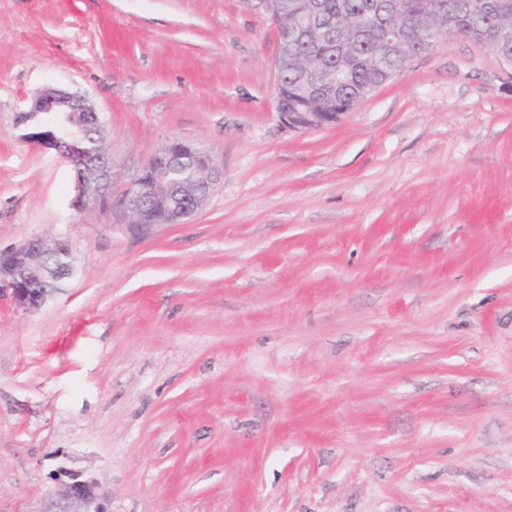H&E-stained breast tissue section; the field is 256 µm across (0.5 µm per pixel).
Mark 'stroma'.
I'll use <instances>...</instances> for the list:
<instances>
[{
	"mask_svg": "<svg viewBox=\"0 0 512 512\" xmlns=\"http://www.w3.org/2000/svg\"><path fill=\"white\" fill-rule=\"evenodd\" d=\"M246 0H0V249L73 277L0 308V512L58 467L108 512H512V67L461 37L336 124L284 127ZM55 85L120 194L173 137L223 167L185 224L77 210L17 118Z\"/></svg>",
	"mask_w": 512,
	"mask_h": 512,
	"instance_id": "35a3bbf8",
	"label": "stroma"
}]
</instances>
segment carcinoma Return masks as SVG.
<instances>
[{"mask_svg": "<svg viewBox=\"0 0 512 512\" xmlns=\"http://www.w3.org/2000/svg\"><path fill=\"white\" fill-rule=\"evenodd\" d=\"M280 34L276 97L303 112L331 111L327 91L354 104L370 86L399 74L419 54L414 38L389 42L393 17L405 24L436 26L442 19L478 48L512 57V0H267ZM316 11L320 23L303 36L293 33Z\"/></svg>", "mask_w": 512, "mask_h": 512, "instance_id": "cac0c4a2", "label": "carcinoma"}]
</instances>
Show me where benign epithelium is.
<instances>
[{"label": "benign epithelium", "instance_id": "obj_1", "mask_svg": "<svg viewBox=\"0 0 512 512\" xmlns=\"http://www.w3.org/2000/svg\"><path fill=\"white\" fill-rule=\"evenodd\" d=\"M344 110L336 99L334 112H278L281 123L291 130L321 129L338 122ZM24 138L58 151L76 171L74 206H112V156L86 147L87 137L102 140L104 127L86 97L78 92L48 86L39 91L31 109L20 114ZM189 172L176 181L175 167ZM223 170L213 156L180 138H171L146 161L119 200L128 226L144 231L154 226L150 204L161 202L164 224H185L205 203L206 188L221 179ZM75 271V258L67 245L48 255L38 238L8 250H0V305L31 309L44 304L59 284ZM70 482L51 502L47 512H106L96 493V482L83 472H68Z\"/></svg>", "mask_w": 512, "mask_h": 512}]
</instances>
